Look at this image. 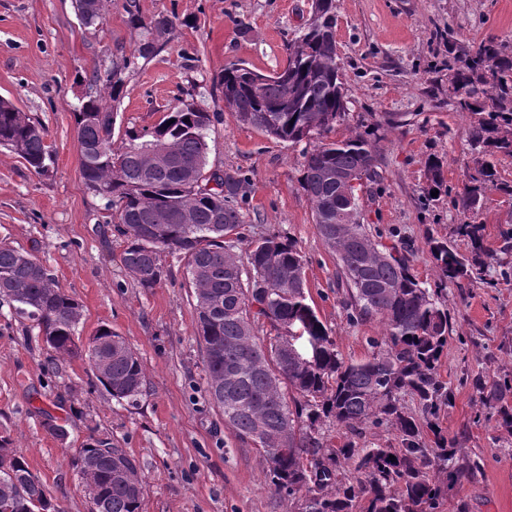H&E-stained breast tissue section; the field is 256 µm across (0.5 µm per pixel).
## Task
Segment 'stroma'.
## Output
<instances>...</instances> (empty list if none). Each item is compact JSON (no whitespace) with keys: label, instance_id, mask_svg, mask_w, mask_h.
<instances>
[{"label":"stroma","instance_id":"stroma-1","mask_svg":"<svg viewBox=\"0 0 512 512\" xmlns=\"http://www.w3.org/2000/svg\"><path fill=\"white\" fill-rule=\"evenodd\" d=\"M125 0H112L102 25L85 28L73 0H0V98L39 122L53 149L44 174L0 150V242L36 255L58 285L81 304L76 328L87 342L100 325L125 338L146 368L148 392L139 406L90 391L94 375L84 359H59L55 375L43 366L48 351L26 320L0 299V435L45 484L63 512H91L72 461L91 431L112 437L135 455L145 482L142 512H286L268 491L254 445L238 440L206 399L202 348L194 334L195 299L183 262L163 254L167 271L142 288L123 268L125 239L110 210L89 191L81 170L74 114L87 78L131 54L141 39ZM142 16L174 22L168 44L137 59L123 74L116 137L152 129L184 101L210 113L208 171L241 170L250 179L237 255L246 243L277 236L295 242L320 320L346 358L368 355L378 323L346 321L336 285V258L313 221L301 188L300 146L240 123L224 107L218 83L242 62L270 74L286 60L295 33L308 26L312 0H138ZM335 38L348 112L331 139L349 130L375 132L382 145L379 185H367L363 217L384 232L383 244L408 243L412 272L434 284L428 237L451 240L468 253L454 229L465 216L453 203L476 168L468 118L448 96L442 63L449 48L494 37L512 43V0H336ZM451 34L450 42L437 31ZM444 162L446 195L422 206L430 156ZM495 252L482 279L445 284L440 300L450 313L440 373L453 402L440 422L458 438V457H478V482L450 491L442 512H512V428L494 408L479 406L477 382L512 373V197L491 193L476 214ZM53 416L67 431L59 441L43 428Z\"/></svg>","mask_w":512,"mask_h":512}]
</instances>
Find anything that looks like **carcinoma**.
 <instances>
[{"mask_svg": "<svg viewBox=\"0 0 512 512\" xmlns=\"http://www.w3.org/2000/svg\"><path fill=\"white\" fill-rule=\"evenodd\" d=\"M105 8L106 0H75L86 28L103 23ZM125 8L143 37L131 55L87 84L76 113L85 185L106 200L112 223L126 238L124 269L140 287L154 288L165 277L163 252L184 261L194 289L206 398L235 437L258 449L265 484L287 503L288 512H440L448 485L476 480L484 463L457 460L456 439L439 424L441 410L451 402L439 372L451 332L448 308L405 259L383 250L363 222L360 195L348 198L336 181L338 175H358L366 184L376 182L382 150L380 139L368 132L327 140L348 111L341 63L331 49L336 0H312L315 22L288 42L284 66L263 85L255 84L257 72L239 63L224 68L219 83L225 108L238 121L304 144L301 187L318 234L336 256L347 321L376 320L382 326V336L370 340L371 352L360 360L342 357L307 303L303 260L293 241L275 236L252 241L244 261L233 253L243 240L248 179L239 170H205L208 112L184 102L152 130L130 132L114 147L122 73L135 59H147L167 45L173 28L167 16L140 15L137 0H127ZM448 53V96L469 117L468 142L480 157L458 200L464 211L474 213L477 191L512 196V183L502 180L491 162L499 155L512 157V46L488 38ZM153 146L173 160L157 162ZM0 149L38 174L52 159L44 128L5 99H0ZM442 168L441 158L428 159V201L434 200L431 192L442 190ZM211 177L220 180L216 194L201 188ZM483 231L471 221L456 226L455 233L470 242L467 256L448 241L429 237L439 283L482 277L491 257ZM230 232L234 238H225ZM0 297L15 304L52 352L47 371L56 373L54 361L60 357L83 355L94 386L118 402L138 405L147 375L136 351L107 325L81 347L75 329L82 307L58 287L37 256L0 243ZM261 320L275 335L257 336ZM300 326L319 342L308 363L283 350ZM479 388L482 404L499 407L503 423L512 427V409L503 404L512 385L481 383ZM407 395L420 415L403 405ZM327 425L341 430L335 447L325 440ZM381 426L397 434L401 447L367 441L368 430ZM10 445V438L0 435V507L63 512ZM75 464L92 512H141L139 460L111 436L90 434L76 450ZM348 469L355 473L352 481L345 478Z\"/></svg>", "mask_w": 512, "mask_h": 512, "instance_id": "cac0c4a2", "label": "carcinoma"}]
</instances>
